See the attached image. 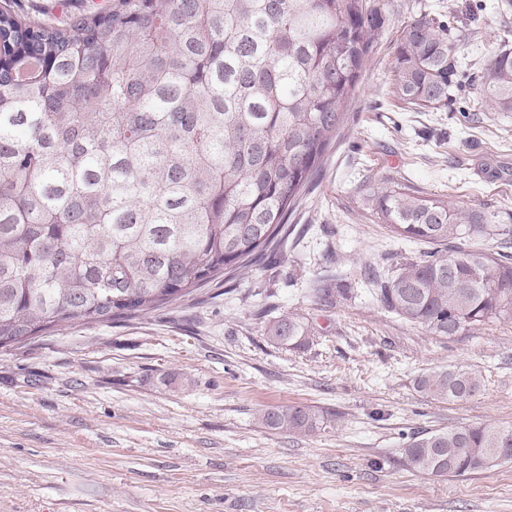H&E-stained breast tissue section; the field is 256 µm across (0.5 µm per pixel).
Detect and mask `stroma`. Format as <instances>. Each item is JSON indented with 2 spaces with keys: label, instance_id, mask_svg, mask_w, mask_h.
<instances>
[{
  "label": "stroma",
  "instance_id": "1",
  "mask_svg": "<svg viewBox=\"0 0 512 512\" xmlns=\"http://www.w3.org/2000/svg\"><path fill=\"white\" fill-rule=\"evenodd\" d=\"M370 2L377 37L345 122L272 258L152 315L0 349V512H512V464L437 478L403 455L417 434L512 427V319L448 339L388 312L375 276L428 246L393 236L363 198L368 182L392 179L512 225V112L485 110L472 89L512 44V7ZM4 4L28 22L69 23L112 0ZM422 12L463 38L461 86L442 110L392 94L395 42ZM323 279L346 295L321 304ZM288 314L313 331L304 348L266 339ZM440 368L476 372L480 392L423 396L417 380ZM289 405L324 421L308 435L261 425V412Z\"/></svg>",
  "mask_w": 512,
  "mask_h": 512
}]
</instances>
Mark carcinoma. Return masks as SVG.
<instances>
[{
	"label": "carcinoma",
	"mask_w": 512,
	"mask_h": 512,
	"mask_svg": "<svg viewBox=\"0 0 512 512\" xmlns=\"http://www.w3.org/2000/svg\"><path fill=\"white\" fill-rule=\"evenodd\" d=\"M372 14L369 0H112L59 28L0 8V349L146 315L258 265L345 121ZM459 66L448 27L422 13L397 38L394 94L440 110ZM478 97L512 112V47L484 61ZM364 200L430 246L381 282L388 311L450 339L512 318V262L473 248L511 227L393 180ZM309 336L298 315L266 328L273 345ZM416 387L465 400L481 378L446 368ZM260 422L311 434L321 415L292 405ZM403 454L417 473L463 476L512 462V427L428 432Z\"/></svg>",
	"instance_id": "obj_1"
}]
</instances>
